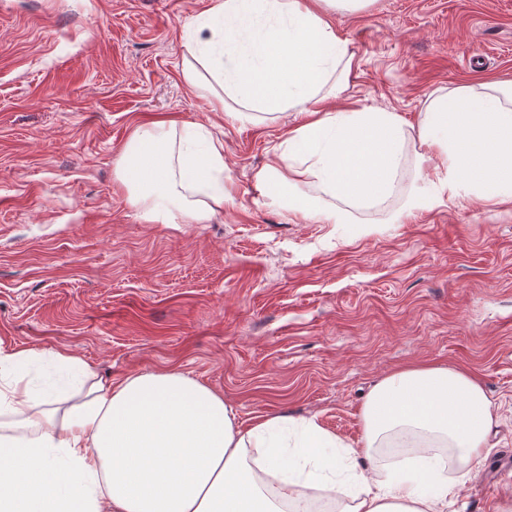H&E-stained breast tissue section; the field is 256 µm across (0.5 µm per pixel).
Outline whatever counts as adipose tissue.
<instances>
[{"instance_id": "1", "label": "adipose tissue", "mask_w": 512, "mask_h": 512, "mask_svg": "<svg viewBox=\"0 0 512 512\" xmlns=\"http://www.w3.org/2000/svg\"><path fill=\"white\" fill-rule=\"evenodd\" d=\"M370 0H217L189 32L183 78L230 122L295 110L271 165L254 176L269 204L344 224V201L372 208L396 189L406 133L385 108L336 110L348 42L325 19ZM449 198L512 205V84L462 85L436 96L418 129ZM120 183L149 223L206 224L232 197L224 144L176 122L136 129L117 162ZM32 351L0 353V512H310L306 488L342 483L325 512H438L451 486L437 454L480 465L498 420L478 377L441 364L399 369L365 401L358 444L314 420L238 421L223 395L177 370L108 384L79 358L54 353L57 377L34 388ZM423 454L365 473L359 458L387 431Z\"/></svg>"}]
</instances>
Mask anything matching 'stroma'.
I'll return each instance as SVG.
<instances>
[{
    "instance_id": "stroma-1",
    "label": "stroma",
    "mask_w": 512,
    "mask_h": 512,
    "mask_svg": "<svg viewBox=\"0 0 512 512\" xmlns=\"http://www.w3.org/2000/svg\"><path fill=\"white\" fill-rule=\"evenodd\" d=\"M216 0H0V351H63L99 379L175 369L239 421L283 413L347 442L393 371L476 374L498 409L491 448L445 512L512 506V209L435 192L409 135L400 191L320 224L264 205L253 175L301 117L230 123L192 92L185 33ZM353 55L338 108L418 125L461 85L512 81V0H371L329 12ZM201 125L236 198L208 224H148L116 175L137 126Z\"/></svg>"
}]
</instances>
